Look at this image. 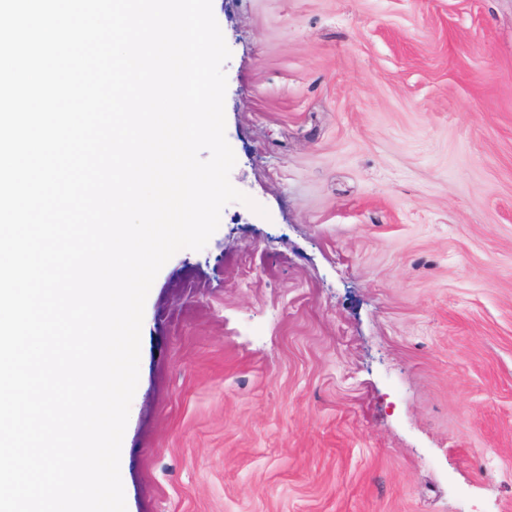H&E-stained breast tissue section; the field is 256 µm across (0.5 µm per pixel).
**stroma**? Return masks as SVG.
<instances>
[{
  "mask_svg": "<svg viewBox=\"0 0 512 512\" xmlns=\"http://www.w3.org/2000/svg\"><path fill=\"white\" fill-rule=\"evenodd\" d=\"M213 12L254 204L152 284L127 512H512V0Z\"/></svg>",
  "mask_w": 512,
  "mask_h": 512,
  "instance_id": "1",
  "label": "stroma"
}]
</instances>
